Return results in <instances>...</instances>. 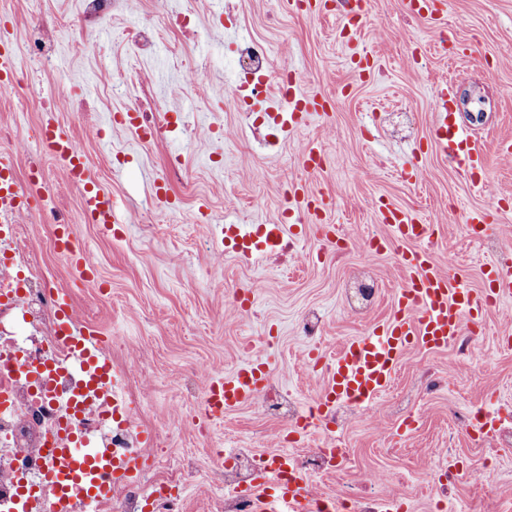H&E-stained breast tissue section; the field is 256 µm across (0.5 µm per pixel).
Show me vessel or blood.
<instances>
[{"instance_id":"vessel-or-blood-1","label":"vessel or blood","mask_w":512,"mask_h":512,"mask_svg":"<svg viewBox=\"0 0 512 512\" xmlns=\"http://www.w3.org/2000/svg\"><path fill=\"white\" fill-rule=\"evenodd\" d=\"M362 3L363 0H336L343 34H351L360 22ZM407 7L413 15L438 19L446 13L447 0H407ZM17 72L11 30L0 27V85H11ZM287 100L288 115H273L286 132L302 128L313 115L326 112L321 93L314 89L300 93L289 88ZM454 106L455 90L448 82L436 92L433 140L450 163L463 166L472 184L487 188L490 177L481 152L469 129L459 125ZM42 140L46 150L64 163L68 182L81 191L87 221L107 230L120 223L121 214L114 199L90 179L80 142L50 120L43 125ZM11 167L10 158L0 155V222L4 224L12 223L21 213L25 196L24 189L9 176ZM288 207L320 217L328 200L295 182L289 191ZM377 212L388 233L371 240V253H382L396 243L412 245L410 251L401 255L405 286L396 295L393 314L386 323L350 340L337 352L326 369L314 411L305 419L309 425L333 417L337 406L352 402L361 407L372 402L389 387L406 353L417 347L447 346L466 335L478 315L489 307L512 299V262L498 259L488 263L483 270L482 288H468L461 273L444 271L428 251L417 249V242L431 237L433 225L421 223L385 202L379 203ZM221 232L225 242L249 255L264 245L275 247L284 227L227 224ZM54 238L57 251L77 273L85 278L95 274V255L76 246L68 226H56ZM52 298L59 338L70 349L71 356L64 365L29 357L18 362L17 372L28 376L32 387L43 392L49 387V378L62 368L77 369L79 387L67 398L71 412L78 415L96 405L102 409V424L129 427V415L118 393L117 375L100 337L79 321L66 292H55ZM268 383L267 364L251 358L230 375L206 378L204 404L213 417L221 419L255 400ZM142 463L141 455L93 440L66 422L50 460L25 456L17 460L16 467L21 473L34 475L37 484L47 490L42 512H73L79 502L88 506L109 501L113 487L134 480ZM249 491L255 496L259 512H272L276 506L281 512H316L319 505L308 476L292 456L284 453L268 458L259 480Z\"/></svg>"}]
</instances>
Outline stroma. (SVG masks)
Here are the masks:
<instances>
[{"label":"stroma","instance_id":"stroma-1","mask_svg":"<svg viewBox=\"0 0 512 512\" xmlns=\"http://www.w3.org/2000/svg\"><path fill=\"white\" fill-rule=\"evenodd\" d=\"M39 20L52 38L53 64L21 58L18 77L55 108L57 124L82 143L95 182L130 222L111 235L86 221L80 191L41 145L45 112L19 111L0 89V127L12 133L0 140V154L10 155L19 184L34 168L43 178L14 225L0 223V242L21 227L30 261L12 263V273L66 291L80 320L107 338L131 424L154 436L145 455L149 473L174 483L178 512H224L226 472L241 448L252 449L260 464L272 452L300 460L319 448L341 449L310 476L326 499L369 493L382 501L403 497L405 512H512V445L498 449L490 481L476 482L485 437L460 421L477 408L512 415V343L505 339L512 302L482 313L479 334L467 342L405 355L387 391L364 408L337 413L329 425L300 429L259 399L209 420L201 389L185 388L192 374L220 378L257 356L267 360L271 383L305 415L337 350L387 320L404 283L390 250L372 262L383 285L374 307L358 316L343 300L363 244L387 232L378 200L434 225L424 248L440 266L461 264L468 287H482L483 266L512 243V203L498 200L512 194V158L501 153L502 143L512 142V0H449L438 21L410 14L405 0H373L351 44L340 34L339 15H301L283 0H125L120 18L89 27L81 0H0V23L17 38ZM147 24L157 26L162 42L155 55L138 58L128 34ZM443 30L466 47V57L439 53ZM253 38L266 41L271 70L293 71L299 84L325 95L327 122L271 145L246 113L225 109L228 90L253 92L236 77L234 62L236 45ZM356 47L374 64L369 75L353 69ZM133 65L138 87H114ZM74 71L87 77L77 91L66 81ZM196 76L206 83L205 96L190 90ZM448 81L456 86L458 120L481 145L489 188L473 186L430 141L434 94ZM78 94L91 102L90 112H73ZM142 96L178 116L144 145L113 122ZM311 141L323 146L324 170L297 165ZM415 160L424 173L412 184L403 171ZM292 180L333 198L323 223L303 217L297 233L284 236L292 246L287 253L244 257L227 250L221 227L278 223ZM474 210L487 214L479 239L463 228ZM58 224L70 225L95 254L94 278L77 277L56 252ZM329 224L341 226L345 242L327 245ZM256 279L262 287L253 302L237 308L236 291ZM310 312L321 318L313 337L299 329ZM311 350L320 365L307 362ZM432 463L439 469L430 477L424 470Z\"/></svg>","mask_w":512,"mask_h":512}]
</instances>
